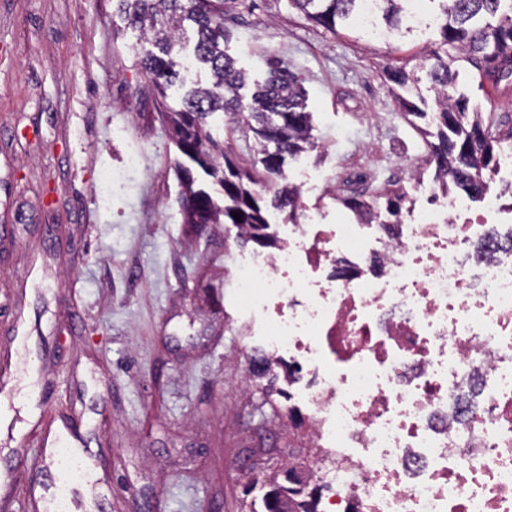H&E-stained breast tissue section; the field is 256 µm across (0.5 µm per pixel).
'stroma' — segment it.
Wrapping results in <instances>:
<instances>
[{"label":"stroma","mask_w":512,"mask_h":512,"mask_svg":"<svg viewBox=\"0 0 512 512\" xmlns=\"http://www.w3.org/2000/svg\"><path fill=\"white\" fill-rule=\"evenodd\" d=\"M225 52L251 96L274 58L296 73L312 115L306 204L328 223L339 199H379L431 180V146L385 76L413 68L429 39L335 36L288 0H226ZM151 45L116 0H0V384L36 369L26 401L0 404L10 512L50 494L44 466L75 433L89 467L64 500L96 512H249L267 477L310 466L306 425L287 422L281 367L249 366L266 339L232 286L258 246L234 224L182 221L179 158L141 61ZM457 92L512 128V82L488 93L456 64ZM208 129L227 155L276 184L254 135L227 113ZM136 167L101 196L112 170Z\"/></svg>","instance_id":"35a3bbf8"}]
</instances>
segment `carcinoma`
Returning <instances> with one entry per match:
<instances>
[{"label": "carcinoma", "mask_w": 512, "mask_h": 512, "mask_svg": "<svg viewBox=\"0 0 512 512\" xmlns=\"http://www.w3.org/2000/svg\"><path fill=\"white\" fill-rule=\"evenodd\" d=\"M129 24L149 36L157 49L143 59V69L162 98L179 79L182 58L176 45L185 27L195 34L193 59L209 72V80L199 81L181 93L177 107L169 111L170 138L185 160L180 165L185 187L182 219L185 224H237L246 237L264 246L268 221L266 205L252 185V172L224 155V149L208 131V119L217 112L242 117L263 147L262 164L267 173L279 175L285 159L294 157L311 143V115L306 111L302 84L298 76L278 61L268 62L264 83L257 86L250 100L239 90L245 86L242 70L224 53V0H117ZM440 4L439 33L443 51L434 50L429 70L435 91L436 139L431 144L436 165L435 180L443 190L456 188L471 197L486 188L483 175L498 167L504 144L512 142V130H492L493 121L469 106V99L453 96L458 71L452 68L453 52L466 55L482 80L499 83L512 77V0H437ZM314 23L333 35L355 27L353 18L359 0H289ZM377 16L389 29L399 30L406 22V0H379ZM387 79L406 89L416 83L414 71L391 68ZM212 178L224 197L219 206L211 193L194 188V172ZM340 203L371 224L374 205L357 196H343ZM406 193L386 192L387 222L402 221ZM272 207L288 211L294 219L296 191L277 190ZM241 212V221L232 216ZM305 471L291 466L283 470L284 482L273 480L262 497L264 512H320L319 487L304 477Z\"/></svg>", "instance_id": "carcinoma-1"}]
</instances>
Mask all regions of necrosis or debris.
<instances>
[{
  "label": "necrosis or debris",
  "mask_w": 512,
  "mask_h": 512,
  "mask_svg": "<svg viewBox=\"0 0 512 512\" xmlns=\"http://www.w3.org/2000/svg\"><path fill=\"white\" fill-rule=\"evenodd\" d=\"M478 205L271 224L236 286L301 391L322 512H512V151Z\"/></svg>",
  "instance_id": "1"
}]
</instances>
